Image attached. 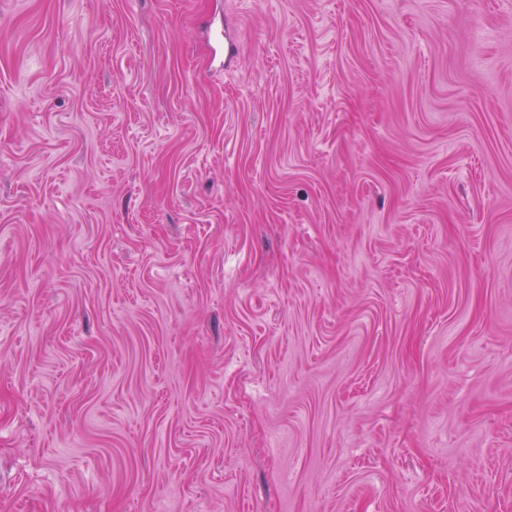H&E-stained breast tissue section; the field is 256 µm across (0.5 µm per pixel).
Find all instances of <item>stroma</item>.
<instances>
[{
    "instance_id": "1",
    "label": "stroma",
    "mask_w": 512,
    "mask_h": 512,
    "mask_svg": "<svg viewBox=\"0 0 512 512\" xmlns=\"http://www.w3.org/2000/svg\"><path fill=\"white\" fill-rule=\"evenodd\" d=\"M0 512H512V0H0Z\"/></svg>"
}]
</instances>
